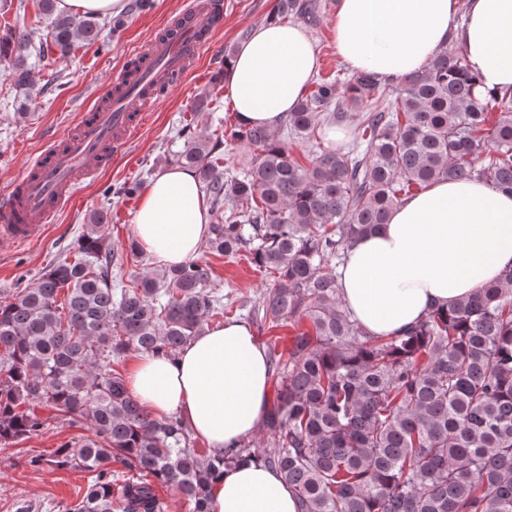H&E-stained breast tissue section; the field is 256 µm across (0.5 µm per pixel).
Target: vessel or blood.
<instances>
[{
    "mask_svg": "<svg viewBox=\"0 0 512 512\" xmlns=\"http://www.w3.org/2000/svg\"><path fill=\"white\" fill-rule=\"evenodd\" d=\"M184 27L150 41L138 70L114 78L117 93L95 107L73 132L51 142L25 174L0 192V245H23L68 205L80 186L121 154L137 122L158 94L180 82L192 63L210 48L224 21V0H187Z\"/></svg>",
    "mask_w": 512,
    "mask_h": 512,
    "instance_id": "obj_1",
    "label": "vessel or blood"
}]
</instances>
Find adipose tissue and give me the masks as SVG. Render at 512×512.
I'll use <instances>...</instances> for the list:
<instances>
[{"label": "adipose tissue", "instance_id": "obj_1", "mask_svg": "<svg viewBox=\"0 0 512 512\" xmlns=\"http://www.w3.org/2000/svg\"><path fill=\"white\" fill-rule=\"evenodd\" d=\"M336 49L352 69L400 79L421 71L448 42L462 50L480 92L512 86V0H336ZM318 66L296 23L263 21L232 55V107L248 127L276 129L294 111ZM209 230L195 174L173 166L156 176L134 214L133 233L155 265L195 258ZM512 263V195L480 181L440 179L394 207L386 224L357 238L340 270V296L372 336H395L433 306L474 296ZM272 368L252 327L208 328L177 361L137 357L127 388L155 417L179 414L220 451L254 436L271 405ZM279 473L247 463L213 485V512H296Z\"/></svg>", "mask_w": 512, "mask_h": 512}]
</instances>
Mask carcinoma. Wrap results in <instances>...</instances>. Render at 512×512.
<instances>
[{
  "mask_svg": "<svg viewBox=\"0 0 512 512\" xmlns=\"http://www.w3.org/2000/svg\"><path fill=\"white\" fill-rule=\"evenodd\" d=\"M46 39L65 55L95 43L96 18L56 10ZM321 22L319 0H279L269 16ZM31 35L0 40L16 87L37 94L22 53ZM318 78L278 132L239 124L211 139L187 123L177 163L196 174L215 217L208 252L247 257L273 278L262 301L271 328L299 329L284 350L271 345L277 395L263 437L220 454L192 447L178 415L155 418L126 389L117 366L138 351L175 359L224 316L208 263L126 273L142 252L118 251L106 214L84 225L73 258L33 287L0 300V446L44 429L38 410L87 427L36 468L90 475L82 498L62 512H165L168 487L190 512H212V479L244 461L277 471L297 512H512V264L499 279L403 336H370L339 296L338 261L352 242L386 223L413 190L433 182L482 180L512 193V89L475 94L465 57L451 46L397 81L356 71ZM364 110L347 151L321 148L331 113ZM315 141L305 164L293 143ZM244 150L239 176L224 178V143ZM133 475L117 478L112 462Z\"/></svg>",
  "mask_w": 512,
  "mask_h": 512,
  "instance_id": "carcinoma-1",
  "label": "carcinoma"
}]
</instances>
